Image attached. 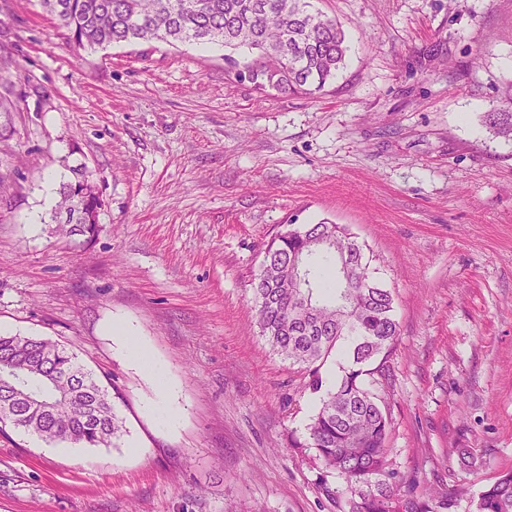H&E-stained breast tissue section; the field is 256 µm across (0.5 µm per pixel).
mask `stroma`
Instances as JSON below:
<instances>
[{"label": "stroma", "instance_id": "obj_1", "mask_svg": "<svg viewBox=\"0 0 512 512\" xmlns=\"http://www.w3.org/2000/svg\"><path fill=\"white\" fill-rule=\"evenodd\" d=\"M313 6L349 51L300 96L228 84L219 45L77 53L39 0H0V334L63 344L125 422L111 448L0 436V512H339L307 431L328 390L271 349L252 295L266 245L325 219L395 297L400 335L362 380L388 470L415 479L398 493L475 512L512 471V143L485 123L512 0ZM79 163L91 236L56 233L46 199Z\"/></svg>", "mask_w": 512, "mask_h": 512}]
</instances>
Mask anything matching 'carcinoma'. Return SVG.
I'll use <instances>...</instances> for the list:
<instances>
[{"instance_id":"obj_1","label":"carcinoma","mask_w":512,"mask_h":512,"mask_svg":"<svg viewBox=\"0 0 512 512\" xmlns=\"http://www.w3.org/2000/svg\"><path fill=\"white\" fill-rule=\"evenodd\" d=\"M73 51L118 44L162 42L220 44L224 78L267 93L315 94L336 79L348 45L336 19L311 9L310 0H41ZM507 109L486 113L493 132L512 140V83ZM59 188L54 218L69 232L95 233L103 200L83 167ZM265 268L253 281L260 334L291 364L319 384V372L336 345L351 341L354 367L323 399L308 424L322 465L342 474L354 496L342 512H436L433 501L394 492L391 480L409 477L386 470L389 420L367 389L359 366L388 352L399 336L392 292L371 276L363 245L342 224H304L268 244ZM358 261L350 282L341 279L340 257ZM296 253H323L333 263L312 273L311 287L289 273ZM0 434L11 429L51 444L109 448L123 433L108 390L58 342L0 334ZM477 512H512V472L479 494Z\"/></svg>"}]
</instances>
